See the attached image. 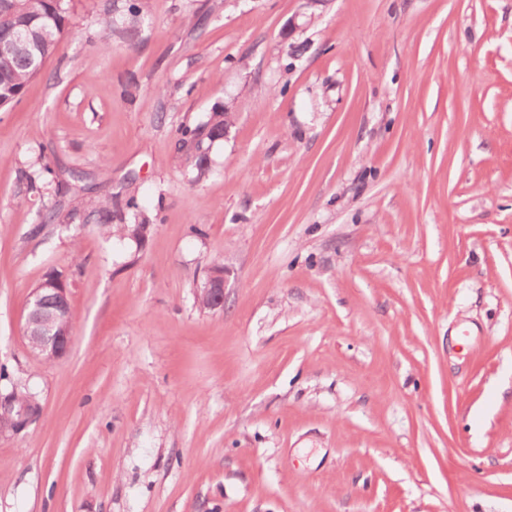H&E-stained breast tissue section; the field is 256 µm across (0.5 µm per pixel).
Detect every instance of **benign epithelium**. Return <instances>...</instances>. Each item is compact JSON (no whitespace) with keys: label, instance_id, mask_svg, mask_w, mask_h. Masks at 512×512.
<instances>
[{"label":"benign epithelium","instance_id":"benign-epithelium-1","mask_svg":"<svg viewBox=\"0 0 512 512\" xmlns=\"http://www.w3.org/2000/svg\"><path fill=\"white\" fill-rule=\"evenodd\" d=\"M225 277L214 271L205 283L212 307L224 304ZM70 302L63 281L49 274L34 289L26 307L24 335L30 351L45 360H58L69 352L73 336L65 323ZM40 414V406L34 402H21L15 392H0V421L5 427L0 435L18 433L27 428Z\"/></svg>","mask_w":512,"mask_h":512}]
</instances>
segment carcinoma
Instances as JSON below:
<instances>
[{
    "instance_id": "carcinoma-1",
    "label": "carcinoma",
    "mask_w": 512,
    "mask_h": 512,
    "mask_svg": "<svg viewBox=\"0 0 512 512\" xmlns=\"http://www.w3.org/2000/svg\"><path fill=\"white\" fill-rule=\"evenodd\" d=\"M66 0H21L16 8L0 15V107L18 102L28 82L41 74L47 61L55 54L68 29ZM28 34L31 45L28 53L21 52L14 33ZM219 139L209 125L183 127L180 140L184 144ZM89 219L106 230H112V205L100 203L89 213Z\"/></svg>"
}]
</instances>
